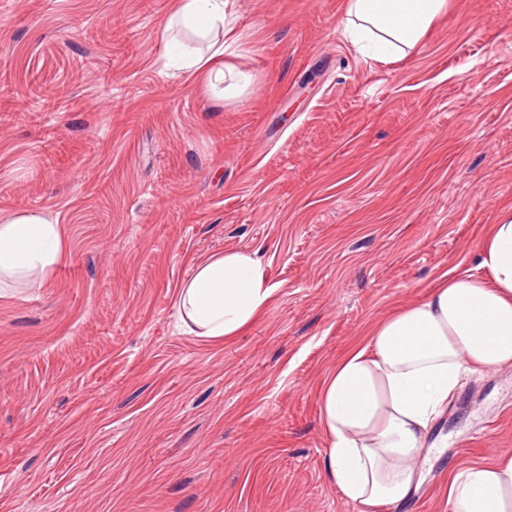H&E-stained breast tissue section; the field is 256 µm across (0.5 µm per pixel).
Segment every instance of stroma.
<instances>
[{"label": "stroma", "mask_w": 512, "mask_h": 512, "mask_svg": "<svg viewBox=\"0 0 512 512\" xmlns=\"http://www.w3.org/2000/svg\"><path fill=\"white\" fill-rule=\"evenodd\" d=\"M170 0H0V211L64 256L0 298V512H359L326 476L318 392L512 212V0H451L407 58H357L344 0H238L253 76L167 69ZM256 250L240 335L183 333L202 259ZM399 512L512 452V366L470 375Z\"/></svg>", "instance_id": "35a3bbf8"}]
</instances>
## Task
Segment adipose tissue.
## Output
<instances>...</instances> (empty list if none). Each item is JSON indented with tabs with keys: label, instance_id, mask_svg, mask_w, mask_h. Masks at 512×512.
Masks as SVG:
<instances>
[{
	"label": "adipose tissue",
	"instance_id": "obj_1",
	"mask_svg": "<svg viewBox=\"0 0 512 512\" xmlns=\"http://www.w3.org/2000/svg\"><path fill=\"white\" fill-rule=\"evenodd\" d=\"M449 0H345L340 33L363 60L406 58L448 10ZM237 0H174L161 39L178 70L217 98L244 92L249 74L224 60ZM61 228L41 213H0V297L37 285L58 263ZM482 277L464 272L399 307L325 377L321 422L329 481L361 512L397 506L419 485L415 460L430 424L467 377L512 365V214L481 246ZM273 294L262 262L229 249L199 262L181 283L182 331L203 339L239 335ZM448 512H512V453L453 469Z\"/></svg>",
	"mask_w": 512,
	"mask_h": 512
}]
</instances>
